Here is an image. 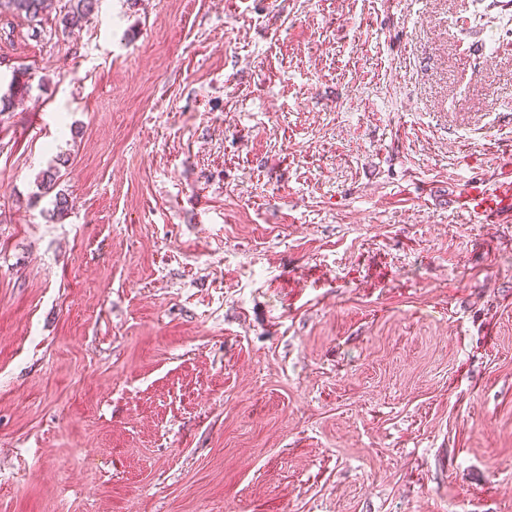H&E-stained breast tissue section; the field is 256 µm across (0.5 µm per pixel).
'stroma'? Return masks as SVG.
<instances>
[{"label": "stroma", "instance_id": "35a3bbf8", "mask_svg": "<svg viewBox=\"0 0 512 512\" xmlns=\"http://www.w3.org/2000/svg\"><path fill=\"white\" fill-rule=\"evenodd\" d=\"M13 26L0 512H512V0ZM499 183L489 191L473 190L466 201L472 205V210L486 221H492L504 210H512V181Z\"/></svg>", "mask_w": 512, "mask_h": 512}]
</instances>
